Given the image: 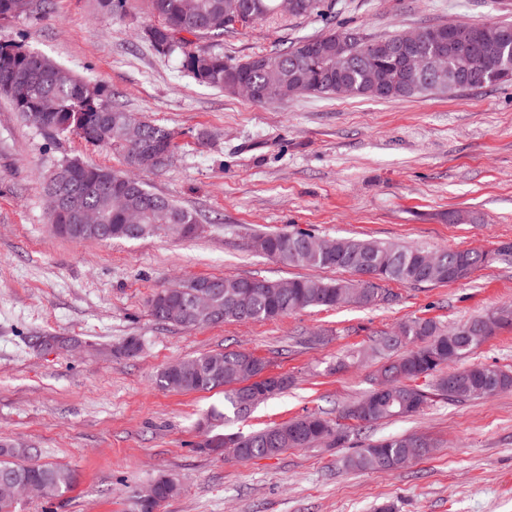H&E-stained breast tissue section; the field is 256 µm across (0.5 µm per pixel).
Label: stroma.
Masks as SVG:
<instances>
[{
  "mask_svg": "<svg viewBox=\"0 0 512 512\" xmlns=\"http://www.w3.org/2000/svg\"><path fill=\"white\" fill-rule=\"evenodd\" d=\"M136 4L122 20L97 0H53L42 19L0 24V36L103 84L135 118L171 128L175 148L151 189L194 212L196 236L76 242L51 224L42 182L78 157L125 170L123 156L74 135L47 144L0 100V440L33 460L67 466L73 486L30 492L17 512H130L158 474L179 493L158 512H512V389L477 402L436 398L409 418L359 427L340 447L295 448L238 461L199 449L222 391L159 387L168 364L242 350L287 391L225 431L248 433L317 413L336 419L369 387L378 359L359 358L414 317L453 327L512 305V257L452 284L387 283L373 308H307L274 321L197 328L156 321L152 295L192 277L296 276L345 280L340 270L287 267L256 251L254 235L301 228L433 251L512 243V81L452 93L370 99L301 94L257 103L198 83L142 37ZM449 22L512 24V0H337L334 17L280 18L213 44L244 60L329 29L377 37ZM79 345L29 350V336ZM140 351L119 354L127 337ZM420 434L430 452L396 472H352L351 446Z\"/></svg>",
  "mask_w": 512,
  "mask_h": 512,
  "instance_id": "35a3bbf8",
  "label": "stroma"
}]
</instances>
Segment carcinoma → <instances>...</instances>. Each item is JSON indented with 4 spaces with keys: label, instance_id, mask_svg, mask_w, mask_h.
<instances>
[{
    "label": "carcinoma",
    "instance_id": "obj_1",
    "mask_svg": "<svg viewBox=\"0 0 512 512\" xmlns=\"http://www.w3.org/2000/svg\"><path fill=\"white\" fill-rule=\"evenodd\" d=\"M240 2L244 15L239 25L227 23L224 17L230 5ZM47 0H0V22L19 17L36 18L45 12ZM133 0H99L106 13L124 18L130 12ZM153 22L142 29L143 38L158 52L176 55L182 68L198 82L228 93H235L233 85L248 84L259 89L269 83L281 89L279 101L294 94H318L317 76L334 64L336 40L359 35L351 43L356 62L345 73L343 80L354 85L357 95L367 97L363 89L370 72L379 70L389 77L393 91L387 98L411 97L443 88L428 84L417 89L408 87L400 78L399 62L389 55H367L365 48L388 41L392 36L370 38L356 30H331L317 37L319 51L309 54L307 41L293 47L279 48L242 61L224 57V52L200 42L219 37L226 32L248 29L280 17L278 0H192V13H187L186 0H142ZM512 29V24H475L472 27V46L480 53L485 43L497 30ZM0 97L9 100L14 110L36 128L45 139L54 143L65 134H74L92 146L119 149L130 159L134 149L128 144L130 114L112 105L106 88L87 81L64 68L55 60L28 50L23 45L0 38ZM140 142L150 147L174 146L175 133L167 126L149 121L138 124ZM55 178L82 185L81 207L98 214L102 230L95 234L68 233L75 241L101 242L130 241L140 238L137 228L124 223L125 215L137 213L140 223L156 228L147 234H178L177 225L198 223L195 215L168 198L149 189L141 179L101 166L69 158L54 165L44 179V190H49ZM133 183L127 191L117 194L99 189L101 184L119 180ZM314 235L302 229L270 233L262 236L267 256L289 266H309L336 269L358 274H372L374 278L363 283L372 298L367 306L386 303L392 295L383 288L385 282L405 284L455 283L469 278L476 270L490 265L502 256H512V244L501 245L485 253L460 250H438L445 275L430 279L424 277L421 254L412 246L386 244L374 240L343 239V251L331 255L313 253L308 241ZM199 283H207L219 290L215 303L219 316L213 320H183L168 315L166 305L155 299L149 301L150 315L158 322L175 323L184 327L217 325L224 322L272 321L291 312L310 307L332 309L350 301L354 289L363 285L350 282H324L314 279H294L285 293L274 291L275 282L248 277H196L185 281L181 288L193 291ZM482 317H476L452 328L436 321L411 318L402 322L399 331L385 332L377 339L374 351L398 356L386 361L377 370L371 388L357 402L369 404L366 417L352 413L347 418L358 424H376L382 421L412 416L421 411L431 396H441L451 402L487 400L512 388V374L494 364L472 363L453 379L443 372L450 363L474 353L483 345L484 338L476 331ZM79 342L76 337L36 335L29 337L28 346L34 351L48 347L64 348ZM266 364L246 351L205 353L195 358L166 366L159 375L163 388L176 381L184 392H205L224 389V401L233 409L237 419L247 418L252 407L246 393L255 388L263 398H271L288 388L289 379L264 380ZM430 378L426 388L416 380ZM208 438L220 442L226 437L239 440L244 448V459L273 457L292 448H311L327 442L335 447L349 438L348 427L310 413L248 434L222 433L207 430ZM416 456L415 446L406 437L392 436L375 443H366L344 459V466L354 471L394 472L398 459ZM31 482L41 488L42 495L52 497L69 488L71 472L60 465L31 462V449L23 444L0 442V484ZM154 482L161 484L159 501L144 511L132 506L133 512H158L161 503L179 491V484L171 477L160 475Z\"/></svg>",
    "mask_w": 512,
    "mask_h": 512
}]
</instances>
